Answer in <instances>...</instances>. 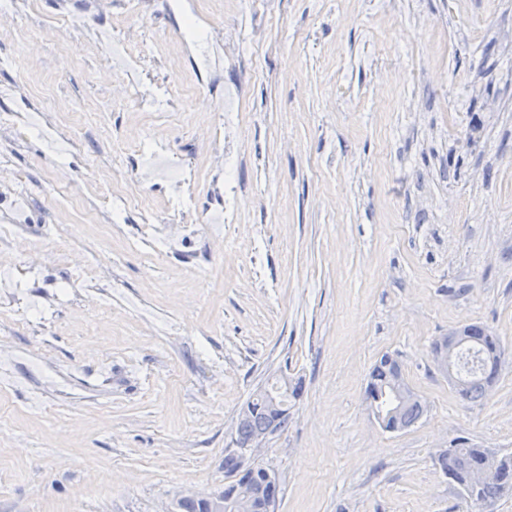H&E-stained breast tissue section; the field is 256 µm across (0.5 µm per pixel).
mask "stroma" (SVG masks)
<instances>
[{
	"label": "stroma",
	"mask_w": 512,
	"mask_h": 512,
	"mask_svg": "<svg viewBox=\"0 0 512 512\" xmlns=\"http://www.w3.org/2000/svg\"><path fill=\"white\" fill-rule=\"evenodd\" d=\"M232 24L263 40L228 59L207 36ZM128 66L221 94L139 112L100 77ZM226 150L235 224L202 166ZM115 178L194 233L155 252L139 211L114 221ZM182 179L193 206L174 217ZM0 237L39 248L0 249V512H173L219 492L240 407L281 375L304 393L256 456L276 512H470L436 458L456 437L512 454V0H160L144 20L131 0H36L0 34ZM468 324L504 347L475 403L431 356ZM385 353L428 404L399 432L365 396Z\"/></svg>",
	"instance_id": "stroma-1"
}]
</instances>
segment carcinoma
<instances>
[{"mask_svg":"<svg viewBox=\"0 0 512 512\" xmlns=\"http://www.w3.org/2000/svg\"><path fill=\"white\" fill-rule=\"evenodd\" d=\"M503 353L500 336L483 326H474L457 356V367L463 375V388L458 391L462 400L476 401L486 395L499 375ZM301 389L300 381L286 389L279 383L258 389L241 407L236 424L237 438L246 440L264 433L275 422L280 429H285ZM273 398L277 403L271 402ZM366 399L382 429L389 432L410 428L426 412V404L406 382L399 360L389 353L373 364L368 376ZM437 464L461 489L463 499L472 508L499 498L502 484L512 483L511 454L499 457L464 439H454L447 449L440 451ZM480 467L493 469L496 476L473 488L471 474ZM224 473L227 479L224 484V512H238L237 503L246 496L251 500L252 512H268L267 499L261 491L265 480L264 467L242 472L226 460Z\"/></svg>","mask_w":512,"mask_h":512,"instance_id":"carcinoma-1","label":"carcinoma"}]
</instances>
